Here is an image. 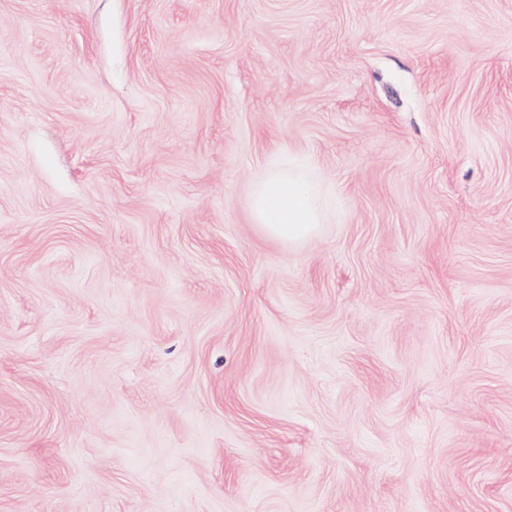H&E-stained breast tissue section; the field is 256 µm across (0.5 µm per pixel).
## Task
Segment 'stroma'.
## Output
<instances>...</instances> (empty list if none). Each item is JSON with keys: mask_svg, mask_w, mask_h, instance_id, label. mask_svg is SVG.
<instances>
[{"mask_svg": "<svg viewBox=\"0 0 512 512\" xmlns=\"http://www.w3.org/2000/svg\"><path fill=\"white\" fill-rule=\"evenodd\" d=\"M0 512H512V0H0ZM253 213L256 224L288 243L310 237L323 224V210L308 183L291 172L269 171L254 185Z\"/></svg>", "mask_w": 512, "mask_h": 512, "instance_id": "1", "label": "stroma"}]
</instances>
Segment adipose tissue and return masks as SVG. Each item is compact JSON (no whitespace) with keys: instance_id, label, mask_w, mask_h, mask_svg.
<instances>
[{"instance_id":"obj_1","label":"adipose tissue","mask_w":512,"mask_h":512,"mask_svg":"<svg viewBox=\"0 0 512 512\" xmlns=\"http://www.w3.org/2000/svg\"><path fill=\"white\" fill-rule=\"evenodd\" d=\"M253 213L265 231L291 243L310 237L323 221V210L305 179L278 170L255 184Z\"/></svg>"}]
</instances>
